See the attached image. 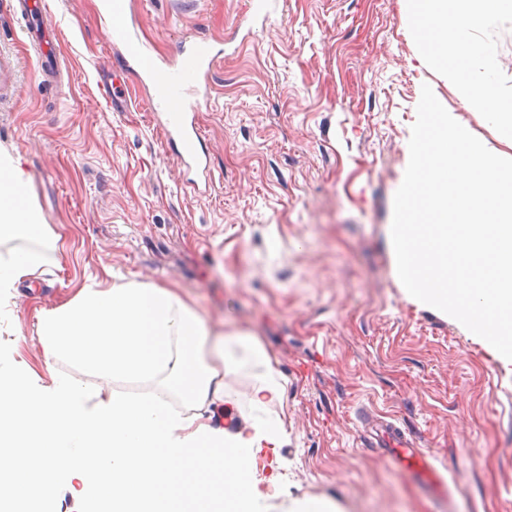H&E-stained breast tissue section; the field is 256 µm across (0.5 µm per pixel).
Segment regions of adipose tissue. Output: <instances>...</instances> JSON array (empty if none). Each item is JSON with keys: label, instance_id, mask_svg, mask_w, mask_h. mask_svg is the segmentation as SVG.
Returning a JSON list of instances; mask_svg holds the SVG:
<instances>
[{"label": "adipose tissue", "instance_id": "obj_1", "mask_svg": "<svg viewBox=\"0 0 512 512\" xmlns=\"http://www.w3.org/2000/svg\"><path fill=\"white\" fill-rule=\"evenodd\" d=\"M427 63L455 79L460 102L481 110L512 147V113L500 107L494 50L473 29L512 14V0H409ZM53 243L29 184L0 151V239ZM44 264L41 252L0 255V306ZM46 361L65 360L107 381L151 384L147 395L102 393L54 376L35 385L26 368L0 366V504L18 508L51 498L60 481H77L78 501L101 512H262L253 458L281 447L285 422L269 415L285 385L253 334L216 333L173 288L128 281L92 283L68 302L42 310L36 325ZM251 371L250 402L263 413L234 430L203 414L231 403L227 372ZM180 396L188 411L173 407Z\"/></svg>", "mask_w": 512, "mask_h": 512}]
</instances>
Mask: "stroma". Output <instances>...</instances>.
Masks as SVG:
<instances>
[{"mask_svg":"<svg viewBox=\"0 0 512 512\" xmlns=\"http://www.w3.org/2000/svg\"><path fill=\"white\" fill-rule=\"evenodd\" d=\"M162 66L205 40L218 57L197 110L211 181L193 192L152 86L121 67L100 0H46L64 78L44 86L22 32L15 97L0 103V149L18 158L31 201L57 235L35 287L0 313V359L31 378L80 374L45 364L35 313L91 281L180 289L217 329L256 333L286 381L287 438L257 452L268 503L325 497L343 512H442L366 440L373 410L432 453L456 512H512V363L454 320L409 302L388 237L422 86L477 138L496 133L427 66L408 0H127ZM497 55L512 104V14L476 31ZM234 406L211 422L256 418L252 373L224 376Z\"/></svg>","mask_w":512,"mask_h":512,"instance_id":"1","label":"stroma"}]
</instances>
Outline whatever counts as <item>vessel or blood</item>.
<instances>
[{
  "mask_svg": "<svg viewBox=\"0 0 512 512\" xmlns=\"http://www.w3.org/2000/svg\"><path fill=\"white\" fill-rule=\"evenodd\" d=\"M103 7L106 13L118 18L109 33L110 39L122 46L125 62L137 68L157 91V104L169 118V135L175 144L177 159L187 172L205 175L203 135L194 119V111L216 60L211 46L204 42L193 43L181 49L177 65L160 67L146 44L127 24L126 0H103ZM5 8L11 17L27 22L28 43L40 65L56 62V35L42 22L44 0H6ZM17 72V57L0 51V100L12 96ZM364 426L371 431L376 446L391 461L409 471L422 488L441 498H450L449 483L433 464L430 453L418 448L392 421L370 417Z\"/></svg>",
  "mask_w": 512,
  "mask_h": 512,
  "instance_id": "vessel-or-blood-1",
  "label": "vessel or blood"
}]
</instances>
